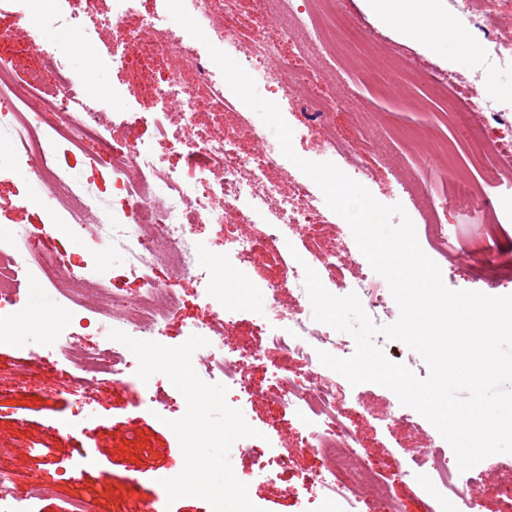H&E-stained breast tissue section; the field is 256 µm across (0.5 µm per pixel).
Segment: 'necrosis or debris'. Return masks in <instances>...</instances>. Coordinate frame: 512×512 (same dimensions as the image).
<instances>
[{
	"label": "necrosis or debris",
	"instance_id": "4bbe7bcc",
	"mask_svg": "<svg viewBox=\"0 0 512 512\" xmlns=\"http://www.w3.org/2000/svg\"><path fill=\"white\" fill-rule=\"evenodd\" d=\"M458 15L481 34L486 53L500 66L512 68V40L502 36L498 15L483 0H461ZM17 67L13 56L0 54V160H9L8 166L0 164V174L23 170L37 182L38 192L25 203L40 209L47 231L34 236L22 224L0 226V339L18 338L17 323L27 314L34 295L52 296L58 274L52 256L56 238L82 246L77 262L68 269L69 277L94 280L100 294L109 298L118 292L117 277L101 257L120 248L127 272L140 282L136 313L124 324L132 332H159L179 306L181 295L155 278L156 268L165 266L180 277L195 279L206 275L210 265L194 225H223L224 262L232 265L273 246L283 226L312 228L323 223V212L312 204L304 187H297L293 199L279 198L277 186L267 176L272 156L256 149V129L242 126L198 136L200 111L210 112L218 121L224 118V91L214 85L210 56L196 57L191 74L168 70L154 87V123L171 146L185 154L191 165L187 178L164 168L150 147L107 143L100 132L101 117L117 111L119 101L112 98L95 108L87 106L83 83L70 78L60 55L45 56L39 68L27 70L21 83L15 80ZM435 85L473 112L484 130L485 141L476 151L448 147L449 166L474 159L482 165L484 177L464 185L450 180L447 194L430 197V206L489 213L488 224L466 237L463 245L475 278L495 288L499 282L492 279L493 271H506L512 282V247L503 246L500 239L502 224L512 222V204L486 208L488 188L512 185V89L478 99L469 95L465 81L451 86L439 79ZM230 211L237 214V223H225ZM251 224L263 225V235L248 232ZM303 282L304 270L294 261L286 268L282 285L261 288L268 344L299 359L305 370L300 377L276 373L277 402L300 424L305 449L326 461L314 480L323 503L347 497L360 485L369 491L377 512H400L378 472L365 465L356 433L339 417L336 374L318 359L319 344L345 353L349 340L317 330L305 332L298 323H282L277 315L280 287L297 288ZM107 317L104 310L90 315L82 300L71 298L64 326H52L45 340L85 374L99 372L108 357L111 374L127 376L134 370L130 350L108 355L77 345L78 333L103 326ZM258 358L250 348L226 352L219 338L199 361L217 367L225 386L248 393L250 367ZM401 476L419 481L428 501L426 512H477L480 479H461L442 444L421 449Z\"/></svg>",
	"mask_w": 512,
	"mask_h": 512
}]
</instances>
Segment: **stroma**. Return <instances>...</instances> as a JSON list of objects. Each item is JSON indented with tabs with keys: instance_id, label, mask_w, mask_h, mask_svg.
<instances>
[{
	"instance_id": "35a3bbf8",
	"label": "stroma",
	"mask_w": 512,
	"mask_h": 512,
	"mask_svg": "<svg viewBox=\"0 0 512 512\" xmlns=\"http://www.w3.org/2000/svg\"><path fill=\"white\" fill-rule=\"evenodd\" d=\"M295 0H266L257 8L255 0H233L244 20V34L225 38L223 50L237 62H244L246 38L264 37L275 45L268 64L271 81L262 87L265 99L278 104L294 131L293 148L302 158L333 162L345 174L362 171L364 185L382 204H402L413 221L418 240H425L424 222L402 186L416 183L435 195L448 191V169L436 146L454 140L463 123V113L453 99L428 96V79L481 75L479 93H486L496 75L487 62L465 65L469 54H482L483 48L472 29L463 24L448 27L443 49L430 48L382 28L366 5V0H336L335 11L349 28L347 40L331 43L322 40L315 23L323 13L322 0H306L309 20H300L293 10ZM37 11L50 14L61 29H81L95 48L110 54L121 48L131 35L148 37L146 18H168L166 0H137L134 9L115 28L104 18L110 0H35ZM373 31L399 61L414 71V82L395 88L394 74L382 71L364 51L363 33ZM0 39L31 49L24 66H32L37 56L53 51L43 28L19 20L10 8L0 9ZM467 52H460V45ZM301 72L305 83L317 86L320 94L335 102L327 116V126L313 131L299 122L300 96L288 88V74ZM154 74L131 68H115L94 75L87 90L90 98L112 94L123 99V116L106 123L104 137L110 141L144 144L163 155L167 166L180 168L177 154L161 141L155 126L143 122V115L154 107ZM335 136L337 149H330L328 136ZM26 187L15 176L0 177V225L25 224L39 231L41 214L25 207ZM439 222L448 232V252H431L445 284L455 290L512 294V287L496 289L475 280L461 240L464 234L479 230L478 216H465L457 210H440ZM346 248L348 255L337 267L317 266L324 287L344 296L358 291L369 266L358 249L346 221L327 213L317 232L304 225H289L285 243L254 255L247 266L246 280H226L227 290L241 284L255 285L278 280L288 263L289 251L299 255L329 253ZM183 299L169 316L162 344L177 346L187 338V328L203 313L202 293L208 281L185 279L176 282ZM225 331L232 347L260 350L261 358L250 369L253 394L228 390L229 406L241 409L247 422L260 434L276 438L280 448L303 446L299 424L288 417L274 395L273 373L288 370L297 375L300 362L287 358L266 345L260 331V296L250 292L233 305ZM80 370L39 340L21 348L12 341L0 342V468L12 477L13 496L26 512H69L75 497L94 502L99 512H154L171 506L173 512H212L210 504L198 497H183L168 502L162 479L178 475L184 457L175 433L169 428L176 410L184 406L183 395L162 374L149 381L112 377L100 371L92 387H76ZM342 397L338 406L342 420L360 440V450L370 465L391 484L403 512H424L418 484L397 480L396 474L427 447L434 427L417 412L408 417L391 418L398 403L389 389L364 383L350 385L340 380ZM67 429H59L60 421ZM93 450L94 460L79 473H62L63 465L81 459ZM323 465L312 452L298 456L295 464L279 479L259 477L251 455L236 461L234 474L248 486L251 501L263 512H318L316 491L310 486L312 475ZM498 470L485 476L481 489L480 512H512V496L501 493L504 481L512 480V460L497 459Z\"/></svg>"
}]
</instances>
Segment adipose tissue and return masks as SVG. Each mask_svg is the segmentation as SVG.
Here are the masks:
<instances>
[{
    "label": "adipose tissue",
    "mask_w": 512,
    "mask_h": 512,
    "mask_svg": "<svg viewBox=\"0 0 512 512\" xmlns=\"http://www.w3.org/2000/svg\"><path fill=\"white\" fill-rule=\"evenodd\" d=\"M380 23L389 30L434 46L443 45L448 23L431 0H369Z\"/></svg>",
    "instance_id": "adipose-tissue-1"
}]
</instances>
